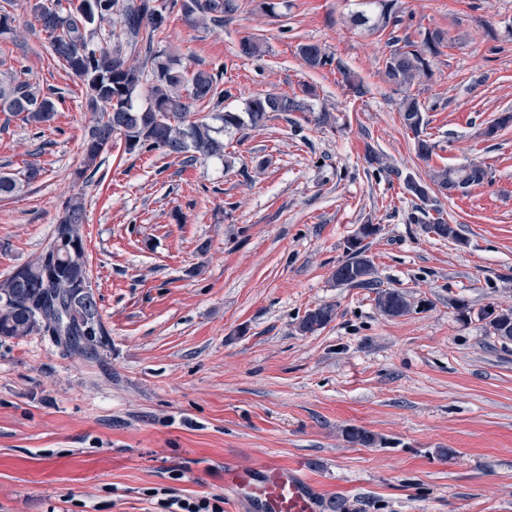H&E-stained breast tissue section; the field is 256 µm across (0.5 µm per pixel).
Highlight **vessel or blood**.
<instances>
[{
    "label": "vessel or blood",
    "mask_w": 512,
    "mask_h": 512,
    "mask_svg": "<svg viewBox=\"0 0 512 512\" xmlns=\"http://www.w3.org/2000/svg\"><path fill=\"white\" fill-rule=\"evenodd\" d=\"M224 483L233 487L254 512H318L320 508L299 467L276 460L256 471L225 467Z\"/></svg>",
    "instance_id": "1"
}]
</instances>
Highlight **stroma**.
<instances>
[{
    "label": "stroma",
    "mask_w": 512,
    "mask_h": 512,
    "mask_svg": "<svg viewBox=\"0 0 512 512\" xmlns=\"http://www.w3.org/2000/svg\"><path fill=\"white\" fill-rule=\"evenodd\" d=\"M239 2L215 30L169 14L161 48L220 71L227 110L308 84V111L225 136L229 168L130 154L117 139L85 180V88L53 61L27 0H0L13 18L0 64L60 98L41 129L0 113V169L42 170L0 198V277L47 248L63 202L82 194L103 326L91 355L39 333L0 338V512H161L150 488L247 512L224 463L271 458L302 468L321 512H512V343L480 317L512 307V125L482 134L512 111V0H397L402 24L375 30L350 22L366 0H282L274 17ZM435 29L448 44L411 88L436 146L425 161L382 69L391 37ZM247 35L261 59L239 55ZM304 43L335 65L306 67ZM341 63L368 94L347 91ZM324 110L332 126L316 124ZM370 150L396 175L369 166ZM471 161L487 182L438 202L459 241L427 233L403 176ZM363 224L380 227L367 254L381 288L411 295L406 316L382 317L373 290L332 277ZM321 304L335 319L300 335ZM350 427L377 442L348 443Z\"/></svg>",
    "instance_id": "obj_1"
}]
</instances>
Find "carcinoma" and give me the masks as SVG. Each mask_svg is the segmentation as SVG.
<instances>
[{
  "label": "carcinoma",
  "mask_w": 512,
  "mask_h": 512,
  "mask_svg": "<svg viewBox=\"0 0 512 512\" xmlns=\"http://www.w3.org/2000/svg\"><path fill=\"white\" fill-rule=\"evenodd\" d=\"M369 5L377 10L376 16L361 12L354 18L356 25L375 29L402 22L395 0H371ZM239 8L238 0H167L162 6L156 5V0H76L72 8L63 11L45 5L44 0H32L30 10L47 36L51 54L83 82L87 107L98 114L83 138L79 177L97 169L101 157L112 150L116 135L128 153L161 150L188 164L201 158L224 157L226 134L261 127L277 113L308 110L306 97L312 95V90L305 87L301 97L256 95L245 101L244 111H226L222 104L233 93L229 88H219V74L201 69L189 74L181 69L178 58L154 48L166 9L177 11L193 26L222 28L224 20L235 16ZM115 23L121 24L131 50L144 54L141 62H129L123 54V44L113 41L115 32L108 26ZM445 41L444 32L426 31L419 41L406 38L388 43L384 55L383 76L401 93L398 112L413 135L419 157L425 161L430 160L434 149L425 135L423 112L427 107L409 94V88L416 79L433 76L431 59L441 53ZM298 51L311 69L336 65L354 96L368 93L363 81L334 62L321 45L302 44ZM238 53L246 58L260 57L263 43L255 37H245L239 42ZM59 102L50 88L45 90L18 77L0 80V112L19 117L33 127L50 125ZM197 102L215 106L212 119L218 124L196 117L193 106ZM486 179L487 170L477 162L440 167L432 170L429 181L408 193L419 201L416 209L426 215L428 208L437 204L435 192L448 196L459 190L466 192ZM83 224L84 198L78 193L64 202L52 239L38 258L0 279L1 337L17 338L44 331L60 342L77 345L83 337L102 331L93 296L82 293V288H91ZM433 226L436 236L460 240L455 225L444 219L439 217L426 228ZM369 236L365 232L348 243L347 258L336 266L335 274L348 286L377 287L375 267L364 244ZM375 302L387 318L404 316L413 309L407 293L399 288L377 291ZM335 317V306L322 304L308 310L297 329L303 335L314 333ZM482 319L498 340L512 341V307L501 308L494 315L485 311ZM345 438L361 446L376 441L375 434L359 427L346 429Z\"/></svg>",
  "instance_id": "1"
}]
</instances>
